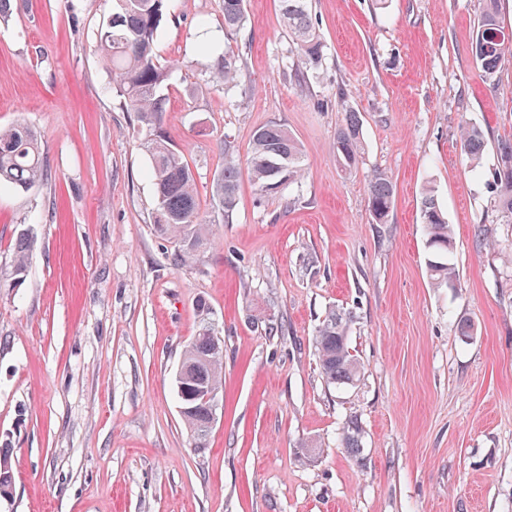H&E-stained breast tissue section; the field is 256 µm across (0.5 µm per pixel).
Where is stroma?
Returning <instances> with one entry per match:
<instances>
[{
	"instance_id": "stroma-1",
	"label": "stroma",
	"mask_w": 512,
	"mask_h": 512,
	"mask_svg": "<svg viewBox=\"0 0 512 512\" xmlns=\"http://www.w3.org/2000/svg\"><path fill=\"white\" fill-rule=\"evenodd\" d=\"M11 4L0 127H33L48 175L0 189V266L18 235L34 240L25 281L0 289V447L15 478L0 512H512V222L492 190L512 140V62L492 83L476 63L483 0H312L317 66L278 0H246L236 31L222 0H175L157 38L173 68L163 128L211 223L185 264L153 223L141 127L96 51L115 0ZM202 18L236 56L233 85L210 78ZM350 110L363 150L348 172L333 143ZM273 122L304 170L265 194L248 161ZM466 124L485 136L475 172ZM228 156L237 206L216 223L212 179ZM376 170L395 185L383 224L368 206ZM427 183L453 228L452 288L427 271ZM201 299L224 339V407L197 453L174 376ZM332 310L351 319V386L316 365ZM461 319L472 335L456 334ZM351 418L359 460L341 446Z\"/></svg>"
}]
</instances>
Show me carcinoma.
Listing matches in <instances>:
<instances>
[{"label":"carcinoma","mask_w":512,"mask_h":512,"mask_svg":"<svg viewBox=\"0 0 512 512\" xmlns=\"http://www.w3.org/2000/svg\"><path fill=\"white\" fill-rule=\"evenodd\" d=\"M172 0H117L116 10L101 27L98 49L110 64L112 90L123 100L128 112L136 113L145 129L142 151L152 164L155 190L154 224L157 231L175 244L174 260L180 264L191 260L207 240L209 225L200 218L196 202V178L189 164L175 152L170 138L162 128L166 98L161 90L170 79V71L160 64L155 42ZM282 23L291 31L298 49L312 63L321 61L323 41L317 33L311 15L310 0H279ZM224 27L232 30L245 23L244 0H223ZM505 33L500 19L498 0H485L479 19L478 37L472 47L483 77L493 80L505 62L512 59V38H496ZM239 77L235 56L224 53L211 78L231 84ZM461 150L472 165L479 163L484 149L482 131L464 125L460 131ZM336 157L345 168L355 167L363 144L358 113H346L344 124L336 132ZM302 150L288 130L277 123L267 124L253 134L250 177L262 193H272L280 186L301 175ZM47 158L36 132L27 125L15 124L0 128V184L27 190L43 179ZM240 170L230 158L215 173L212 181V206L229 217L237 205ZM496 191L500 208L512 215V175L496 173ZM368 204L374 220L384 223L394 204L395 188L390 177L373 173L368 184ZM420 215L427 230V269L432 284L450 288L456 282L453 260V240L450 225L434 190L424 189ZM33 240L21 234L14 244V257L5 267L0 266V288H15L27 276V255ZM198 323L195 335L185 348L180 370L185 385L183 393L206 389L218 395L224 391V341L218 336L209 317V307L197 304ZM349 318L330 311L315 336L318 365L323 379L329 384L352 385L360 378V365L349 351ZM183 422L190 433L192 447L207 448L212 430V407L200 400L181 399ZM362 430L354 419L348 420L342 431V445L352 457L361 458L364 448ZM0 499L13 493L10 449L0 448Z\"/></svg>","instance_id":"1"}]
</instances>
